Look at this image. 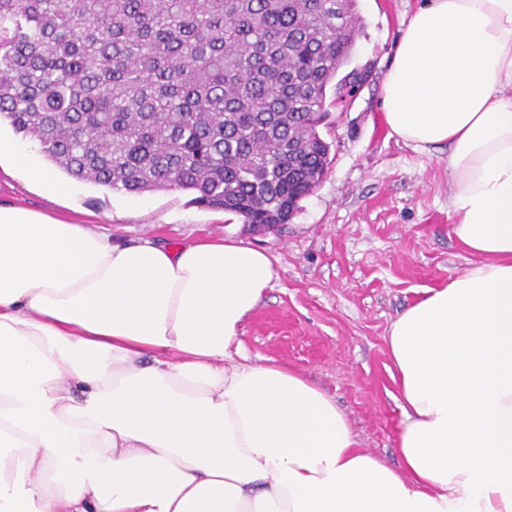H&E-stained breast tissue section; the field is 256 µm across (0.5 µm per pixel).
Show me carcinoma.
<instances>
[{"label":"carcinoma","mask_w":512,"mask_h":512,"mask_svg":"<svg viewBox=\"0 0 512 512\" xmlns=\"http://www.w3.org/2000/svg\"><path fill=\"white\" fill-rule=\"evenodd\" d=\"M359 22L357 0H0V120L73 179L286 224Z\"/></svg>","instance_id":"cac0c4a2"}]
</instances>
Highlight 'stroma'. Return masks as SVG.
Segmentation results:
<instances>
[{
	"mask_svg": "<svg viewBox=\"0 0 512 512\" xmlns=\"http://www.w3.org/2000/svg\"><path fill=\"white\" fill-rule=\"evenodd\" d=\"M420 0H358L363 33L347 70L367 81L334 107L319 132L330 164L286 224L251 231L239 217L190 204L186 192L137 198L90 183L55 196L0 163V204H13L114 238L179 245L234 234L266 250L276 277L247 318L240 362L280 364L309 375L347 414L360 448L396 464L402 419L388 367L390 324L424 287L447 283L473 258L452 234L447 150L426 154L390 137L381 91L395 45Z\"/></svg>",
	"mask_w": 512,
	"mask_h": 512,
	"instance_id": "1",
	"label": "stroma"
}]
</instances>
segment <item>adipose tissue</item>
Segmentation results:
<instances>
[{"label":"adipose tissue","mask_w":512,"mask_h":512,"mask_svg":"<svg viewBox=\"0 0 512 512\" xmlns=\"http://www.w3.org/2000/svg\"><path fill=\"white\" fill-rule=\"evenodd\" d=\"M382 110L390 136L447 147L477 258L390 325L398 464L307 375L233 362L267 252L0 205V512H512V0H423ZM2 158L71 190L0 135Z\"/></svg>","instance_id":"ef3b65f1"}]
</instances>
